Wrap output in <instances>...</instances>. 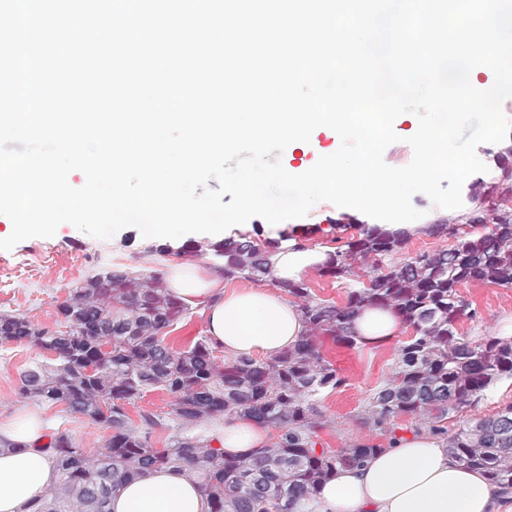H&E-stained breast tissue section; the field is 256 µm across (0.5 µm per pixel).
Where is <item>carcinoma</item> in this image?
I'll list each match as a JSON object with an SVG mask.
<instances>
[{
	"mask_svg": "<svg viewBox=\"0 0 512 512\" xmlns=\"http://www.w3.org/2000/svg\"><path fill=\"white\" fill-rule=\"evenodd\" d=\"M426 232L448 236L456 245L423 252L375 276L369 287L351 290L337 306L309 301L300 308L305 333L292 347L264 360L238 356L217 363L219 346L196 336L176 351L162 330L190 315L192 307L170 293L162 278L143 281L131 272H102L74 289L61 311L69 330L52 331L28 321L0 316V341H27L56 355L55 363L20 372L19 390L39 402H63L71 415L112 430L94 463L65 434L46 445L55 480L24 512H111L113 495L149 468H169L193 476L211 512H310L318 487L338 468L359 467L378 448H316L319 400L345 385V377L324 359L317 344L329 336L355 348L354 322L369 307H389L416 335L400 346L398 369L372 397L364 421L396 438L402 414L427 416L425 431L442 439L448 453L483 472L503 495L512 494V404L490 418L451 433L449 412L481 400L492 384L512 379V341L473 344L455 324L476 311L457 292L468 280L512 287V214L488 229L471 223L431 224ZM296 249L297 244L288 246ZM283 240L261 250L241 238L217 252V272L226 280H254L268 273ZM403 248L398 233L365 226L345 248L327 254L323 272L343 278L360 259L388 257ZM153 390L174 399L171 414L184 428L217 416L250 419L280 432L276 447L249 456L226 457L208 440L175 437L155 448L152 434L169 426L157 412L142 411L132 424L128 406Z\"/></svg>",
	"mask_w": 512,
	"mask_h": 512,
	"instance_id": "cac0c4a2",
	"label": "carcinoma"
}]
</instances>
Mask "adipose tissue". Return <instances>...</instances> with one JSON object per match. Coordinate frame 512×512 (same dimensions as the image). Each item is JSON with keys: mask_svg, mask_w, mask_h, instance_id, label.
Wrapping results in <instances>:
<instances>
[{"mask_svg": "<svg viewBox=\"0 0 512 512\" xmlns=\"http://www.w3.org/2000/svg\"><path fill=\"white\" fill-rule=\"evenodd\" d=\"M401 321L389 309L368 308L354 324L362 343L380 344ZM209 332L231 356H271L304 333L298 309L280 296L254 290L210 303ZM212 444L228 455L248 454L265 441L264 430L238 419L211 427ZM0 512H22L41 496L55 473L45 450L44 421L22 411L0 424ZM502 500L485 476L460 465L427 432L408 433L376 452L364 467L339 469L319 487L314 512H501ZM112 512H210L192 477L153 469L127 483L112 498Z\"/></svg>", "mask_w": 512, "mask_h": 512, "instance_id": "ef3b65f1", "label": "adipose tissue"}]
</instances>
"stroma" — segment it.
Returning <instances> with one entry per match:
<instances>
[{
    "instance_id": "1",
    "label": "stroma",
    "mask_w": 512,
    "mask_h": 512,
    "mask_svg": "<svg viewBox=\"0 0 512 512\" xmlns=\"http://www.w3.org/2000/svg\"><path fill=\"white\" fill-rule=\"evenodd\" d=\"M502 144L479 145L476 153L489 167L488 172L476 173L462 186L461 208L454 210L435 206L425 194L414 195L412 203L423 216L415 225L405 227V246L398 253L385 257L391 266L425 251L450 248L451 239L426 235L431 224L452 222L462 224L473 212L472 205L482 197L494 194L502 199V210L512 214V191L498 188L500 176L494 168V157ZM369 216L352 208H339L322 201L315 204L305 217L269 225L255 217L242 225L218 235L191 233L182 239L143 237L134 227H127L112 237L98 239L77 230L72 225L60 226L50 238L33 237L18 243L12 250H0V315L25 319L35 326L61 330L66 326L60 311L61 303L72 289L94 273L106 270H134L142 277L154 273L168 274L170 267L180 264L215 266L216 250L225 241L242 236L255 244L290 235L305 248L333 251L358 236ZM165 250L162 263H155L152 251ZM372 260L358 261L352 274L336 279L314 268L303 275L311 300L344 304L351 289L366 286L372 270ZM458 291L472 303L477 315L457 322L459 335L471 343L490 338L494 327L512 324V288L483 281L459 285ZM406 340L398 332L391 341L380 345H360L354 349L336 346L330 337H323L322 352L336 363L346 379L342 386L324 395L321 401L323 418L316 432L318 442L328 448H351L359 444L388 447V433L365 424L362 418L373 394L393 379L398 349ZM52 352L31 343H14L0 347V423L16 412L29 410L40 413L47 423L48 434H68L87 458H95L106 447L112 432L105 425L88 418L76 417L60 406L41 403L23 395L19 388V373L34 363L51 361ZM512 403V379L503 380L487 389L478 405L449 413V430H457L467 422L488 418Z\"/></svg>"
}]
</instances>
